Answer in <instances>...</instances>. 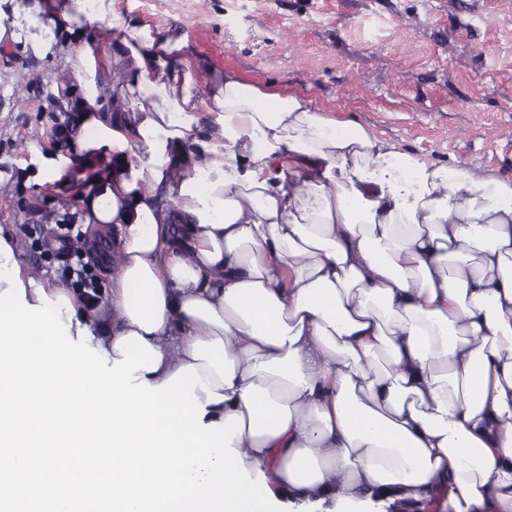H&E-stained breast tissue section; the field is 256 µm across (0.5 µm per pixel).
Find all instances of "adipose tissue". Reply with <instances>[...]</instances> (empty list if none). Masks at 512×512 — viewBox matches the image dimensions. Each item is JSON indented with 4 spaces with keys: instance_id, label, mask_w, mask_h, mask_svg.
I'll list each match as a JSON object with an SVG mask.
<instances>
[{
    "instance_id": "adipose-tissue-1",
    "label": "adipose tissue",
    "mask_w": 512,
    "mask_h": 512,
    "mask_svg": "<svg viewBox=\"0 0 512 512\" xmlns=\"http://www.w3.org/2000/svg\"><path fill=\"white\" fill-rule=\"evenodd\" d=\"M114 11L0 0V42L76 50L80 148L119 155L80 198L82 223L118 233L111 287L90 304L24 268L27 303L66 296L70 335L112 360L141 335L161 361L135 381L194 366L204 423L243 417L232 446L279 502L370 512L440 492L512 512V183L230 68L199 103L181 37L126 21L85 40Z\"/></svg>"
}]
</instances>
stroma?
Segmentation results:
<instances>
[{"label": "stroma", "mask_w": 512, "mask_h": 512, "mask_svg": "<svg viewBox=\"0 0 512 512\" xmlns=\"http://www.w3.org/2000/svg\"><path fill=\"white\" fill-rule=\"evenodd\" d=\"M129 18L399 151L512 181V0H116L114 22ZM80 95L63 55L0 45V234L58 282L53 227L114 162L55 138L52 116ZM57 155L71 160L61 175L32 181L36 160Z\"/></svg>", "instance_id": "1"}]
</instances>
